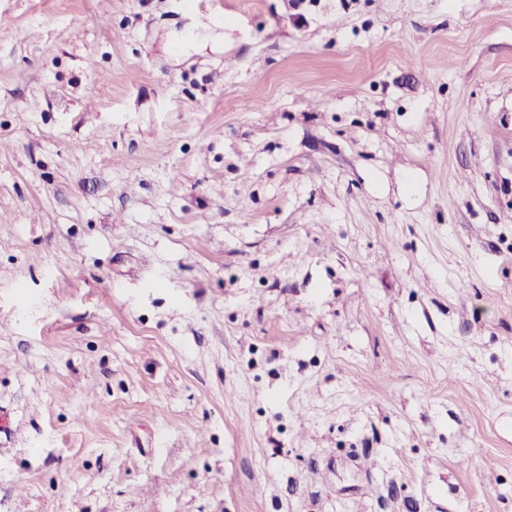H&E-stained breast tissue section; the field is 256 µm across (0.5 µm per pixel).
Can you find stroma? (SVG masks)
<instances>
[{"instance_id": "1", "label": "stroma", "mask_w": 512, "mask_h": 512, "mask_svg": "<svg viewBox=\"0 0 512 512\" xmlns=\"http://www.w3.org/2000/svg\"><path fill=\"white\" fill-rule=\"evenodd\" d=\"M0 512H512V0H0Z\"/></svg>"}]
</instances>
